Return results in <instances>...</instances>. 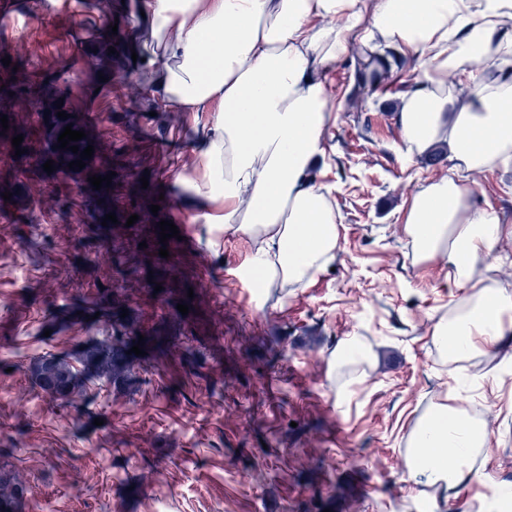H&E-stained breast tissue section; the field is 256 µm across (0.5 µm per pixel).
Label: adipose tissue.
<instances>
[{
	"label": "adipose tissue",
	"instance_id": "obj_1",
	"mask_svg": "<svg viewBox=\"0 0 512 512\" xmlns=\"http://www.w3.org/2000/svg\"><path fill=\"white\" fill-rule=\"evenodd\" d=\"M161 57L164 101L213 111L200 141L194 192L213 205L205 221L250 239L256 287H301L340 248L338 215L312 169L324 155L332 105L319 70L380 34L421 77L399 97L401 152L414 159L444 144L451 173L419 189L405 232L413 257L442 255L469 296L433 334L457 356L512 342V291L481 276L498 262L512 225L479 205L467 174L512 169V0H144ZM473 78L469 99L449 73ZM485 426L441 408L414 435L409 478L444 483L449 496L477 480L469 463Z\"/></svg>",
	"mask_w": 512,
	"mask_h": 512
}]
</instances>
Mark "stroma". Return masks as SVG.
I'll return each instance as SVG.
<instances>
[{
  "instance_id": "35a3bbf8",
  "label": "stroma",
  "mask_w": 512,
  "mask_h": 512,
  "mask_svg": "<svg viewBox=\"0 0 512 512\" xmlns=\"http://www.w3.org/2000/svg\"><path fill=\"white\" fill-rule=\"evenodd\" d=\"M80 3L65 17L56 0L0 12V476L20 491L17 512H473L489 487L512 491L501 354L453 357L431 336L465 293L444 257L413 260L403 226L451 163L436 151L405 163L400 79L357 110L353 64L323 73L333 112L312 175L331 190L341 249L306 287L258 290L243 268L250 241L206 223L187 185L210 115L151 87L140 0ZM44 98L96 142L113 175L101 196L79 170L44 171ZM469 183L512 225V170ZM162 220L190 236L161 242ZM349 336L370 359L331 370ZM88 344L111 345L129 375L48 395L35 364L61 357L84 376ZM475 402L490 435L474 468L491 482L452 501L442 484L408 481L422 421Z\"/></svg>"
}]
</instances>
